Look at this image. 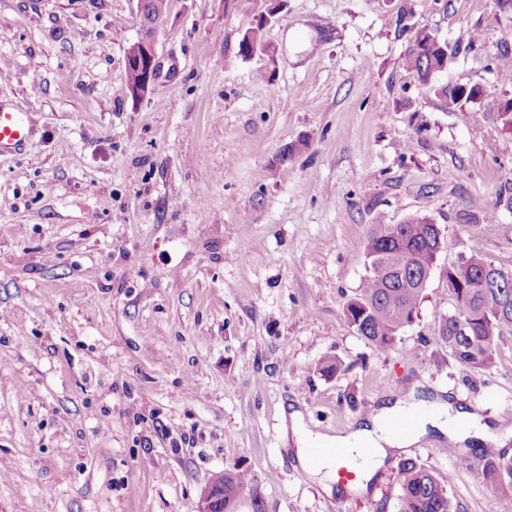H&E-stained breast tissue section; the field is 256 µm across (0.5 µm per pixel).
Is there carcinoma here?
<instances>
[{"label": "carcinoma", "mask_w": 512, "mask_h": 512, "mask_svg": "<svg viewBox=\"0 0 512 512\" xmlns=\"http://www.w3.org/2000/svg\"><path fill=\"white\" fill-rule=\"evenodd\" d=\"M168 14V0H145L140 22H153ZM264 18L247 31L238 44V56L246 59L261 49ZM464 48L445 40L433 41L423 28L414 30L399 66L413 71L427 84L433 74L443 70ZM482 88L473 85L440 86L435 94L448 109L462 101L474 100ZM430 221L413 218L395 230L391 224H376L364 242L370 275L358 297L347 303L354 328L377 350L389 348L397 335L417 316L425 287L424 273L436 267L442 248L428 244ZM448 293L453 311L442 314L438 322L439 339L462 366L487 370L504 333L512 334V272L495 267L482 249L472 244L460 260L446 269ZM492 486L512 487V457L501 452L488 455L481 472ZM404 512H456L443 481L414 462H406L399 473ZM251 489L253 512H263V501L253 488L252 478L236 468L224 470V505H238L242 492Z\"/></svg>", "instance_id": "1"}]
</instances>
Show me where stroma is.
I'll return each instance as SVG.
<instances>
[{"label":"stroma","mask_w":512,"mask_h":512,"mask_svg":"<svg viewBox=\"0 0 512 512\" xmlns=\"http://www.w3.org/2000/svg\"><path fill=\"white\" fill-rule=\"evenodd\" d=\"M275 53L237 55L264 0H170L160 71L122 86L137 0H0V98L34 140L0 157V512H198L246 471L265 512H401L411 460L459 512H512L483 449L434 432L356 495H326L284 441L354 430L410 391L480 415L512 456V334L487 370L439 341L444 269L478 243L512 270V46L494 0H282ZM471 44L430 84L402 70L397 17ZM439 85H478L446 109ZM470 214L463 223L459 214ZM425 217L448 242L415 322L376 351L344 308L373 225ZM337 361L332 374L321 362ZM472 459L473 467L456 461Z\"/></svg>","instance_id":"stroma-1"}]
</instances>
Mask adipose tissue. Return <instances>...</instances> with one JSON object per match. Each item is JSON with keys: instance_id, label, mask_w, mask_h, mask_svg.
Here are the masks:
<instances>
[{"instance_id": "ef3b65f1", "label": "adipose tissue", "mask_w": 512, "mask_h": 512, "mask_svg": "<svg viewBox=\"0 0 512 512\" xmlns=\"http://www.w3.org/2000/svg\"><path fill=\"white\" fill-rule=\"evenodd\" d=\"M415 407L409 397H400L393 402L383 405L368 421L356 431L347 435H326L313 433L302 424L299 412H290L291 430L296 436L299 446L296 457L304 466L305 472L311 477L319 478L324 490H331L337 483V463L335 459L323 458L318 465L312 466L307 462L306 445L317 441L328 446H339L358 450L361 446L374 448V461L362 469L354 482L348 483V492L359 494L364 492L376 472L384 466L390 455L398 450L410 447L411 442L403 435L388 429L390 417L413 410ZM435 430L448 435L451 439L463 442L470 438L492 441L493 435L480 416L475 413L455 408L452 404L440 402L435 404L432 414L421 420L416 431L417 436H424L428 431Z\"/></svg>"}]
</instances>
